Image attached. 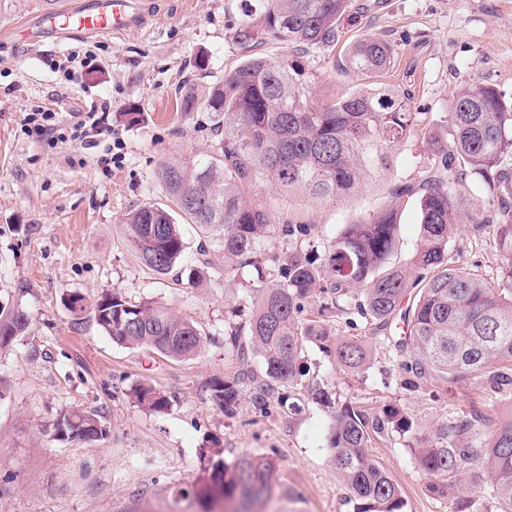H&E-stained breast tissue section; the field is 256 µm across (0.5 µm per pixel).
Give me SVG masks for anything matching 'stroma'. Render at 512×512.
Masks as SVG:
<instances>
[{"label": "stroma", "mask_w": 512, "mask_h": 512, "mask_svg": "<svg viewBox=\"0 0 512 512\" xmlns=\"http://www.w3.org/2000/svg\"><path fill=\"white\" fill-rule=\"evenodd\" d=\"M62 0H0V312L23 310L27 331L0 349V512H171L182 492L208 485L203 447L222 448L225 462L250 455L273 465L267 512H354L328 448L333 415L344 404L371 412L395 405L411 431L386 429L371 455L398 483L402 512H451L452 498L427 488L413 454L416 437L443 421L480 411L512 418V389L487 383L413 382L390 340L399 329L327 322L336 336L366 345L371 356L348 370L307 344L310 380L327 401L292 391L294 408L262 412L243 399L235 414L213 409L208 384L239 369L224 349V331L248 315H231L252 283L227 273L219 231L182 224L186 248L166 274L146 268L128 240L125 215L167 202L158 177L165 163L214 153L219 138L204 104L184 111L189 87L206 92L247 54L296 63L307 105H332L367 82L340 66L343 52L371 34L396 45L383 83L407 90L423 121L352 192L319 198L289 192L259 177L253 197L279 220L311 225L317 243L343 224L375 214L398 185L420 188L433 140H444L448 100L457 89L484 83L512 96V0H349L334 47L289 53L270 39L243 49L237 33L267 0H143L136 26L112 35L57 33L32 43L18 34ZM205 68H197L199 58ZM111 123L91 142L75 139L94 108ZM51 113L53 135L25 118ZM416 198H403L393 263L419 246ZM492 229L455 225L449 246L486 281L500 258ZM203 279L189 285L190 270ZM107 292L154 301L194 324L204 345L192 357L169 359L118 345L91 314L75 316L70 295L93 303ZM149 383L170 405L162 413L137 407L131 386ZM103 416L100 441L55 440L60 411Z\"/></svg>", "instance_id": "obj_1"}]
</instances>
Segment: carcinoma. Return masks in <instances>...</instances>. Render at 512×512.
Segmentation results:
<instances>
[{
	"mask_svg": "<svg viewBox=\"0 0 512 512\" xmlns=\"http://www.w3.org/2000/svg\"><path fill=\"white\" fill-rule=\"evenodd\" d=\"M347 6L348 0H268L264 12L243 26L239 42L247 44L260 34L296 54L332 47ZM394 59L388 41L356 40L346 50L344 67L372 81L322 109L303 102L287 64L263 56L245 59L207 94L216 130L224 133L218 154L164 165L161 181L172 205L143 206L124 218L138 258L156 273H168L185 250L175 208L189 224L224 227L225 269L256 272L250 294L236 305L251 314L226 331L224 347L242 364L258 359L259 370L243 368L228 379L211 380L209 402L226 415L234 414L247 394L262 410L286 405L284 385L323 399L319 386L303 383L307 342L341 366H362L366 346L341 341L323 326L338 311L377 331L399 317L406 328L397 341L402 367L418 379H486L496 388L512 386V100L497 87L475 84L449 99V141L433 151L418 201L420 245L405 267L391 265V257L407 187H395L393 204L343 225L322 248L311 225L280 224L250 197L261 173L290 191L336 197L383 163L419 124L409 93L375 81ZM470 185L493 207L488 217L472 216L470 222L494 225L493 243L501 257L494 284L448 249L451 226L467 208ZM273 239L287 250L268 258L265 247ZM314 304L316 318H303ZM68 307L78 315L91 310L98 327L127 348L181 359L203 346L193 324L149 301L132 303L110 293L87 306L74 295ZM27 325L24 312H11L0 324V348ZM128 396L148 411L162 412L169 405L164 393L145 383ZM389 425L412 428L392 406L379 413L342 406L334 414L329 447L357 500L355 512H401L403 507L400 486L368 452L372 434ZM53 432L59 441H95L106 436V426L95 412L71 409L57 416ZM220 454L218 448L202 449L214 472L208 497L235 503V512H265L270 463L243 455L229 464ZM414 456L429 479L428 490L439 497L448 495V484L460 486L473 467H482L497 503L494 512H512V418L496 422L476 413L468 420H448L416 439Z\"/></svg>",
	"mask_w": 512,
	"mask_h": 512,
	"instance_id": "carcinoma-1",
	"label": "carcinoma"
}]
</instances>
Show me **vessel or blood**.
I'll use <instances>...</instances> for the list:
<instances>
[{"instance_id":"1","label":"vessel or blood","mask_w":512,"mask_h":512,"mask_svg":"<svg viewBox=\"0 0 512 512\" xmlns=\"http://www.w3.org/2000/svg\"><path fill=\"white\" fill-rule=\"evenodd\" d=\"M138 15L134 0H96L87 8L67 7L39 17L36 25L26 28L25 37L39 41L44 34L66 30L70 33H119L130 29Z\"/></svg>"}]
</instances>
